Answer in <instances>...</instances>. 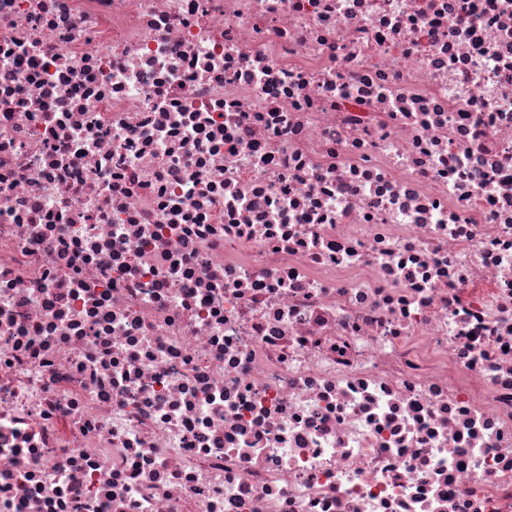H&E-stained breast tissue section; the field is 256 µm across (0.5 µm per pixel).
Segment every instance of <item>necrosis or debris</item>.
<instances>
[{
    "label": "necrosis or debris",
    "instance_id": "1",
    "mask_svg": "<svg viewBox=\"0 0 512 512\" xmlns=\"http://www.w3.org/2000/svg\"><path fill=\"white\" fill-rule=\"evenodd\" d=\"M0 512H512V0H0Z\"/></svg>",
    "mask_w": 512,
    "mask_h": 512
}]
</instances>
